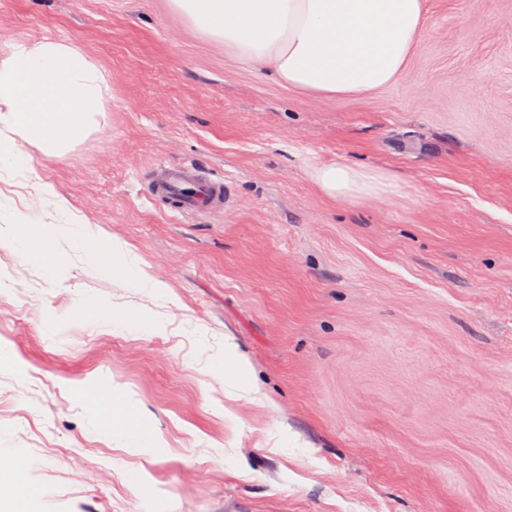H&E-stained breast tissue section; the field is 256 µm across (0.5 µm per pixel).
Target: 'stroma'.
Wrapping results in <instances>:
<instances>
[{"mask_svg":"<svg viewBox=\"0 0 512 512\" xmlns=\"http://www.w3.org/2000/svg\"><path fill=\"white\" fill-rule=\"evenodd\" d=\"M44 39L109 94L72 148L28 146L34 168L164 291L63 240L51 280L0 244V448L37 512H512V0H426L397 79L339 98L169 0H0V62ZM336 162L397 187L329 198L312 172ZM165 163L223 181V209L151 199ZM28 183L0 176V225L55 223ZM89 298L161 328L89 320ZM228 341L248 366L221 383ZM113 396L154 447L103 432Z\"/></svg>","mask_w":512,"mask_h":512,"instance_id":"obj_1","label":"stroma"}]
</instances>
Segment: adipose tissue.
<instances>
[{
    "mask_svg": "<svg viewBox=\"0 0 512 512\" xmlns=\"http://www.w3.org/2000/svg\"><path fill=\"white\" fill-rule=\"evenodd\" d=\"M170 5L239 60H264L280 82L336 98L393 83L421 37L425 14V0H170ZM108 91L97 64L77 47L59 40L16 44L0 63V172H32V158L19 140L47 155L76 145L96 125ZM313 178L335 199H363L395 188L386 174L345 163L318 167ZM56 207L59 219L49 229L33 218L1 224L0 241L18 245L50 274L58 239L84 252L93 246L98 252L93 262L102 271L158 290L137 257L104 242L64 202ZM0 474L8 478L11 512H31L35 492L10 449L0 448Z\"/></svg>",
    "mask_w": 512,
    "mask_h": 512,
    "instance_id": "1",
    "label": "adipose tissue"
}]
</instances>
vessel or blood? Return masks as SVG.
Listing matches in <instances>:
<instances>
[{
  "label": "vessel or blood",
  "mask_w": 512,
  "mask_h": 512,
  "mask_svg": "<svg viewBox=\"0 0 512 512\" xmlns=\"http://www.w3.org/2000/svg\"><path fill=\"white\" fill-rule=\"evenodd\" d=\"M151 197L166 200L171 212L192 215L224 207V184L192 165H164L149 189Z\"/></svg>",
  "instance_id": "b4317fda"
}]
</instances>
